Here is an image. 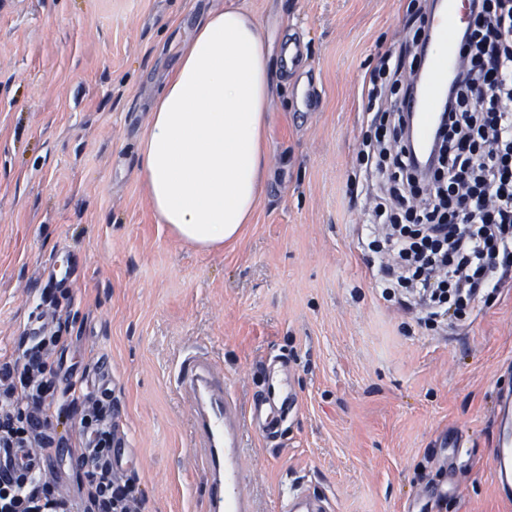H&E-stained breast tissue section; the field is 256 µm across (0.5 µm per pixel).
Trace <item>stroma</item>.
<instances>
[{
    "instance_id": "obj_1",
    "label": "stroma",
    "mask_w": 512,
    "mask_h": 512,
    "mask_svg": "<svg viewBox=\"0 0 512 512\" xmlns=\"http://www.w3.org/2000/svg\"><path fill=\"white\" fill-rule=\"evenodd\" d=\"M227 0H0V361L33 317L66 337L56 384L109 404L120 468L146 512H204L182 351L206 352L239 399L257 362L286 361L301 400L270 444L252 440L245 491L280 512L301 481L331 512H512L490 467L494 401L512 393V287L447 332L380 296L358 154L362 82L378 50L411 40V0H234L259 22L276 83L268 171L241 237L202 250L157 223L138 153L181 39ZM304 48L282 69L288 37ZM317 107L297 117L294 80ZM71 268L67 287L52 269ZM110 361V393L99 390ZM463 436L455 488L429 500L444 430Z\"/></svg>"
}]
</instances>
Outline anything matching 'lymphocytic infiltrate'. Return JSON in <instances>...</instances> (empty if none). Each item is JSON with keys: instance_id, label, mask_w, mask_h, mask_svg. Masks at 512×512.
<instances>
[{"instance_id": "lymphocytic-infiltrate-1", "label": "lymphocytic infiltrate", "mask_w": 512, "mask_h": 512, "mask_svg": "<svg viewBox=\"0 0 512 512\" xmlns=\"http://www.w3.org/2000/svg\"><path fill=\"white\" fill-rule=\"evenodd\" d=\"M433 9L420 0L406 20L417 53L403 45L379 53L365 80V120L375 138L358 159L377 178L368 247L384 260L382 298L445 329L512 278V0H472L474 19L458 35L461 65L448 84L447 132L424 177L406 150L396 97L409 92L421 67ZM63 342L43 337L25 351L24 364L0 363L1 447L58 454L59 442L43 427L56 402L52 353ZM68 395L83 406L86 445L75 461L97 473L83 493V512H144L134 485L112 473L114 434L104 403L73 386ZM49 497L69 502L43 473L0 477V512H34Z\"/></svg>"}]
</instances>
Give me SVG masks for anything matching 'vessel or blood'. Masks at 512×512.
<instances>
[{
	"mask_svg": "<svg viewBox=\"0 0 512 512\" xmlns=\"http://www.w3.org/2000/svg\"><path fill=\"white\" fill-rule=\"evenodd\" d=\"M467 0H442L439 10L428 19L431 38L424 49L425 73L419 93L404 99L402 107L410 113L415 133V156L428 150V143L441 108L440 89L460 62V29L468 26ZM264 384L249 410H241L230 387L224 385L206 353L187 352L176 368L180 386L194 398L195 434L203 448V470L211 488L206 512H251L243 491L245 439L249 432L265 438L277 435L282 422L298 412L300 398L285 362H263ZM460 435L444 441L441 480L429 496L447 494L454 484ZM497 488L503 500L512 499V393L497 400V443L492 452ZM41 461L29 457L23 448H0V473L11 478H26L42 469ZM281 512H328L325 498L311 494L300 485L290 487L280 500Z\"/></svg>",
	"mask_w": 512,
	"mask_h": 512,
	"instance_id": "b4317fda",
	"label": "vessel or blood"
}]
</instances>
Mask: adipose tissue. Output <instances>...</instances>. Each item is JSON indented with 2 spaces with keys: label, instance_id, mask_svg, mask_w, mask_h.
Here are the masks:
<instances>
[{
  "label": "adipose tissue",
  "instance_id": "obj_1",
  "mask_svg": "<svg viewBox=\"0 0 512 512\" xmlns=\"http://www.w3.org/2000/svg\"><path fill=\"white\" fill-rule=\"evenodd\" d=\"M273 83L268 48L252 15L230 4L196 25L139 150L157 223L205 250L239 237L267 171Z\"/></svg>",
  "mask_w": 512,
  "mask_h": 512
}]
</instances>
